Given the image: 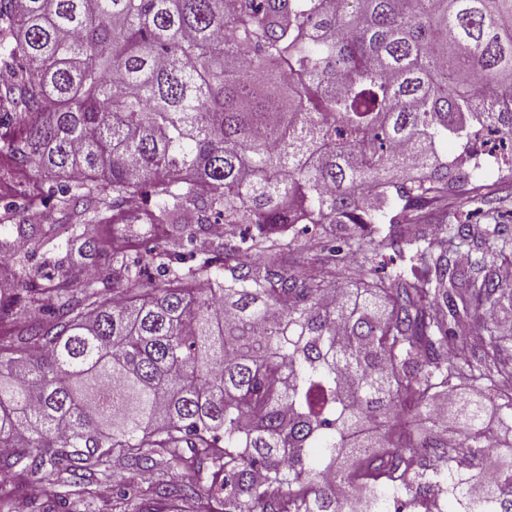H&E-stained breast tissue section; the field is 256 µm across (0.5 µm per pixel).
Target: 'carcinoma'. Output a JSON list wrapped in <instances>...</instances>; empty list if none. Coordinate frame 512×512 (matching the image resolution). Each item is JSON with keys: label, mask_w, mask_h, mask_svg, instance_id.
I'll list each match as a JSON object with an SVG mask.
<instances>
[{"label": "carcinoma", "mask_w": 512, "mask_h": 512, "mask_svg": "<svg viewBox=\"0 0 512 512\" xmlns=\"http://www.w3.org/2000/svg\"><path fill=\"white\" fill-rule=\"evenodd\" d=\"M0 63V180L56 212L4 208L27 246L0 239V326L27 317L0 335L1 471L193 468L136 512H360L328 468L365 512H428L439 482L453 512H512V238L467 188L479 134L512 141V0H0ZM465 189L493 226L468 270ZM62 227L112 273L29 265ZM387 250L409 268L380 275ZM450 389L455 438L417 423ZM471 208L470 199L468 194H461L456 192L448 197V219L453 220L454 216L462 220H467L469 223L474 224L478 228H483L480 216L468 212Z\"/></svg>", "instance_id": "carcinoma-1"}]
</instances>
